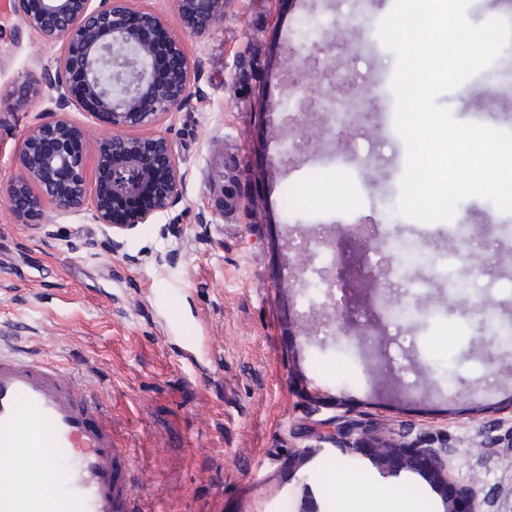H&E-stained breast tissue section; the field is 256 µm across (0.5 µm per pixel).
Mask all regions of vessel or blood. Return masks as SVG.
Instances as JSON below:
<instances>
[{"label":"vessel or blood","mask_w":512,"mask_h":512,"mask_svg":"<svg viewBox=\"0 0 512 512\" xmlns=\"http://www.w3.org/2000/svg\"><path fill=\"white\" fill-rule=\"evenodd\" d=\"M64 371L0 346V512H123L130 449L112 434V406ZM68 486L53 485L61 462Z\"/></svg>","instance_id":"b4317fda"}]
</instances>
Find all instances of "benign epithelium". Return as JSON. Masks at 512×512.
I'll list each match as a JSON object with an SVG mask.
<instances>
[{
  "instance_id": "benign-epithelium-1",
  "label": "benign epithelium",
  "mask_w": 512,
  "mask_h": 512,
  "mask_svg": "<svg viewBox=\"0 0 512 512\" xmlns=\"http://www.w3.org/2000/svg\"><path fill=\"white\" fill-rule=\"evenodd\" d=\"M24 24L48 42H61L53 81L26 72L0 94L21 101L44 97L51 107L29 130L18 174L0 186L3 200L21 224L50 223L44 199L55 212L91 205L99 224L127 231L148 223L182 198L183 174L169 139L153 133L131 138L130 126L155 127L182 108L190 77L182 45L151 12L127 0H16ZM185 28L205 32L224 20V0H176ZM72 106L103 114L112 136L98 150L95 193L87 194L88 159L83 130L64 116ZM368 302L379 319L401 304L383 273L369 275ZM323 438L349 448L354 431L325 422ZM377 462L414 467L423 461L448 479L440 452L416 443L382 441Z\"/></svg>"
}]
</instances>
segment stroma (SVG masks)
<instances>
[{
    "instance_id": "35a3bbf8",
    "label": "stroma",
    "mask_w": 512,
    "mask_h": 512,
    "mask_svg": "<svg viewBox=\"0 0 512 512\" xmlns=\"http://www.w3.org/2000/svg\"><path fill=\"white\" fill-rule=\"evenodd\" d=\"M128 4L156 14L188 59L190 98L157 128L180 156L182 199L121 233L87 208L21 224L0 202V342L79 370L85 387L110 396L113 433L132 451L130 512H339V487L350 481L411 499L417 512H445L433 476L376 464L367 445L377 438L441 449L449 487L483 512H512V349L479 334L469 312L512 320V240L463 241L447 223L396 210L406 162L387 122L397 59L377 34L393 0H370L334 77L385 89L377 129L352 124L341 149L291 160L279 148L300 139L298 106L318 87L297 71L286 91L280 69L301 47L332 44L347 0H227L223 22L203 33L183 26L175 0ZM63 51L24 25L14 0H0V88L26 71L52 78ZM492 81L484 69L438 102L457 121L490 125V113L512 111V93L493 92ZM46 106L0 112V185L15 176ZM228 163L239 168L232 211L217 188ZM332 184L349 204L318 199ZM359 224L388 238L390 270L405 261L426 282L399 283L420 312L385 323L377 365L337 336L298 326L299 316L314 323L331 311L325 289L300 277L302 239L334 254L333 293L355 296V327L373 316L359 298L373 258L351 234ZM473 253L482 269L468 270ZM451 275L470 281L466 309L448 306ZM451 326L456 344L437 347ZM188 344L192 363L181 356ZM330 418L360 422L366 447L323 440Z\"/></svg>"
}]
</instances>
